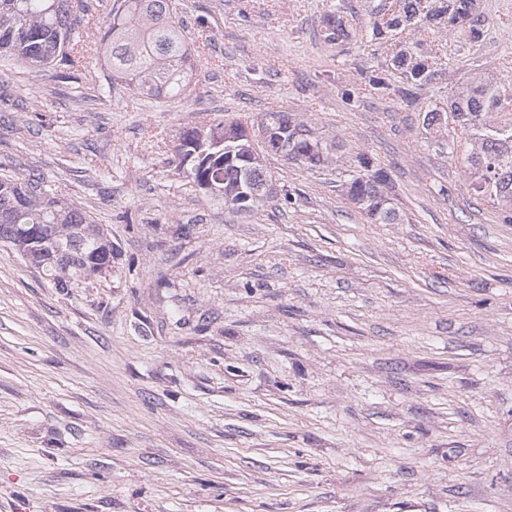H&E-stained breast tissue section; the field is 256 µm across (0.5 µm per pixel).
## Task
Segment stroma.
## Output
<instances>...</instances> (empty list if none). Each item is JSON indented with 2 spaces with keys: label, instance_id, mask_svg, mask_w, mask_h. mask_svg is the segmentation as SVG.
<instances>
[{
  "label": "stroma",
  "instance_id": "1",
  "mask_svg": "<svg viewBox=\"0 0 512 512\" xmlns=\"http://www.w3.org/2000/svg\"><path fill=\"white\" fill-rule=\"evenodd\" d=\"M177 2L208 40L186 99L93 92L113 0H87L83 68L0 57V178L114 247L62 289L0 242V512H512V224L422 129L473 78H512V0H480V42L442 30L413 106L363 89L391 50L380 0ZM273 108L326 164L266 154L278 194L250 213L186 185L188 124ZM360 153L398 223L341 191ZM321 33L324 41L329 44L342 43L349 37L346 22L338 14H328L324 18Z\"/></svg>",
  "mask_w": 512,
  "mask_h": 512
}]
</instances>
